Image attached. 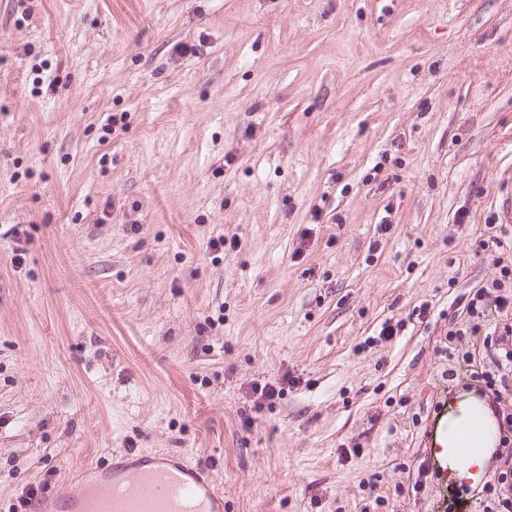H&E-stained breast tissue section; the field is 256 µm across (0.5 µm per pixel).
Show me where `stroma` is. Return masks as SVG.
<instances>
[{
  "instance_id": "obj_1",
  "label": "stroma",
  "mask_w": 512,
  "mask_h": 512,
  "mask_svg": "<svg viewBox=\"0 0 512 512\" xmlns=\"http://www.w3.org/2000/svg\"><path fill=\"white\" fill-rule=\"evenodd\" d=\"M511 196L512 0H0V512L131 451L224 512H489L512 446L458 488L423 439L485 374L512 413L466 308Z\"/></svg>"
}]
</instances>
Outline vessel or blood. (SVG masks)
<instances>
[{"mask_svg":"<svg viewBox=\"0 0 512 512\" xmlns=\"http://www.w3.org/2000/svg\"><path fill=\"white\" fill-rule=\"evenodd\" d=\"M428 462L449 483L470 484L477 453L449 442L437 426L424 439ZM36 512H224V493L212 472L169 454H127L98 471L91 489L66 486L45 496Z\"/></svg>","mask_w":512,"mask_h":512,"instance_id":"vessel-or-blood-1","label":"vessel or blood"}]
</instances>
